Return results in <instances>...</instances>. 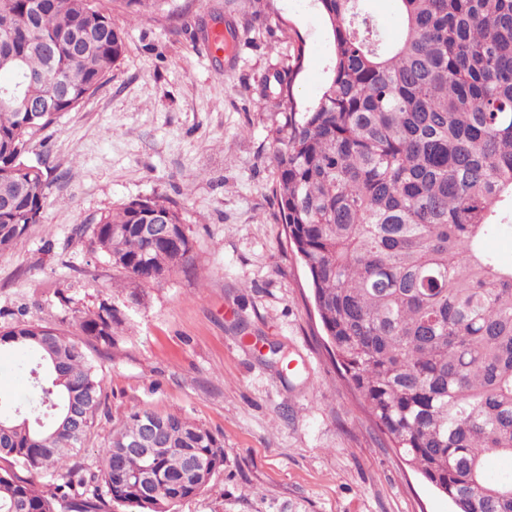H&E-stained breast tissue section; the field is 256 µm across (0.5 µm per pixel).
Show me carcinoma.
I'll return each mask as SVG.
<instances>
[{
  "label": "carcinoma",
  "mask_w": 512,
  "mask_h": 512,
  "mask_svg": "<svg viewBox=\"0 0 512 512\" xmlns=\"http://www.w3.org/2000/svg\"><path fill=\"white\" fill-rule=\"evenodd\" d=\"M318 2L330 74L300 108L303 44L272 73L285 104L272 156L324 343L375 427L454 512H512V473H487L488 455L512 459V264L486 247L512 230V0H397L392 42L362 0ZM125 51V31L94 0H0V76L12 82L20 65L26 96L54 108L34 120L0 104V250L43 219L47 177L21 173L30 137L93 96ZM155 213L173 234L149 242L137 225ZM91 246L143 283L193 251L179 212L150 198L100 218ZM121 323L102 303L80 329L110 346ZM14 350L35 357L44 383L27 417L0 399V512H172L224 466L213 433L149 408L112 430L95 468L71 463L96 427L98 366L41 324L1 326L0 354ZM70 403L84 408L76 432ZM149 417L166 447L122 448Z\"/></svg>",
  "instance_id": "obj_1"
}]
</instances>
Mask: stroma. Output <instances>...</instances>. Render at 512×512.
<instances>
[{"label":"stroma","mask_w":512,"mask_h":512,"mask_svg":"<svg viewBox=\"0 0 512 512\" xmlns=\"http://www.w3.org/2000/svg\"><path fill=\"white\" fill-rule=\"evenodd\" d=\"M127 50L98 91L31 137L44 164L41 223L0 251V326L40 323L81 339L78 319L111 303L100 369L99 426L78 463H95L137 407L173 413L224 444V465L175 512H452L370 422L321 339L306 272L287 243L272 139L284 106L266 77L304 42L294 92L312 103L332 39L316 0H166L132 18ZM221 15L238 33L232 65L209 50ZM160 198L182 216L190 263L144 284L92 251L89 232L122 204ZM28 354L0 357V396L40 390Z\"/></svg>","instance_id":"1"}]
</instances>
